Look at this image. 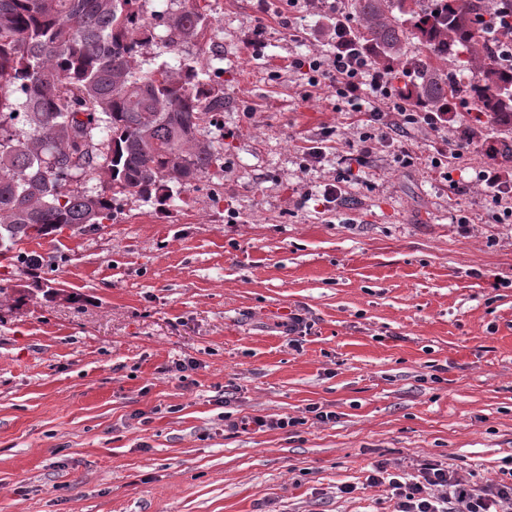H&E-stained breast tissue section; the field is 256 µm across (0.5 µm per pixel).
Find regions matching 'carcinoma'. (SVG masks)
I'll return each instance as SVG.
<instances>
[{
    "mask_svg": "<svg viewBox=\"0 0 512 512\" xmlns=\"http://www.w3.org/2000/svg\"><path fill=\"white\" fill-rule=\"evenodd\" d=\"M149 0H0V255L63 228L114 219L120 195L165 205L222 167L208 138L224 85L208 58L152 63L210 25L199 0L151 12ZM354 46L397 79L409 105L450 112L481 102L512 159V60L489 33L512 24V0H351ZM406 16L399 20L396 14ZM415 39L413 53L406 41ZM446 59L475 70L461 82Z\"/></svg>",
    "mask_w": 512,
    "mask_h": 512,
    "instance_id": "cac0c4a2",
    "label": "carcinoma"
}]
</instances>
